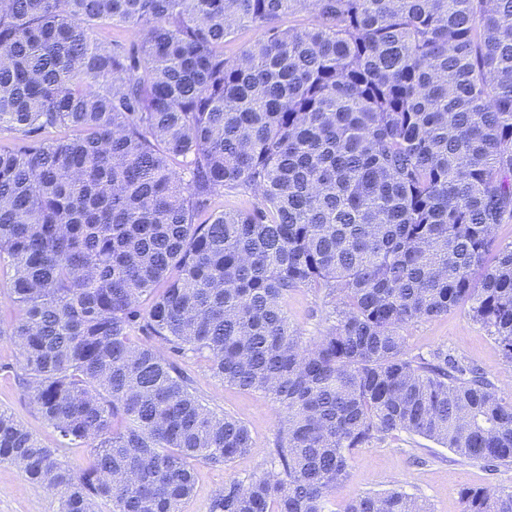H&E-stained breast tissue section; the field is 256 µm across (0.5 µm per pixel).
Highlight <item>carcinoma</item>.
<instances>
[{"mask_svg": "<svg viewBox=\"0 0 512 512\" xmlns=\"http://www.w3.org/2000/svg\"><path fill=\"white\" fill-rule=\"evenodd\" d=\"M8 0L0 9V340L61 459L0 409V463L59 512H182L194 463L253 447L174 361L284 410L269 467L209 512H325L401 432L512 464V402L404 329L468 306L512 364V0ZM310 16L285 27V17ZM114 24L140 40L96 37ZM260 37L228 56L238 28ZM56 132L59 137L47 139ZM226 191L249 208L211 212ZM310 288L334 324L302 342ZM512 512V489L460 492ZM344 512H429L398 490ZM285 310L290 324L300 331L306 343L316 340L333 324V319L324 320L320 300L309 288H299L288 295Z\"/></svg>", "mask_w": 512, "mask_h": 512, "instance_id": "cac0c4a2", "label": "carcinoma"}]
</instances>
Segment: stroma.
<instances>
[{
    "mask_svg": "<svg viewBox=\"0 0 512 512\" xmlns=\"http://www.w3.org/2000/svg\"><path fill=\"white\" fill-rule=\"evenodd\" d=\"M285 309L290 324L300 331L304 342L316 340L328 326L320 300L311 289L292 292ZM405 336L410 354H425L437 348L448 350L452 356L483 370L503 395L512 399V365L505 363L490 333L471 320L467 307L409 326ZM17 356L14 346L0 344V407L12 412L44 445L60 447L58 433L4 369L5 364L15 363ZM179 364L193 377L196 393L203 402L217 413L240 418L253 438L251 451L228 466L196 464V487L185 512H208L213 491L226 480H242L268 466V452L283 413L265 393H246L221 385L212 377L206 362L194 354L180 358ZM483 486L512 487V466L489 467L463 461L433 440L402 432L352 454L347 478L336 487L327 508L329 512H343L356 494L396 488L424 500L431 512H462L460 491ZM0 512H58V502L16 467L1 463Z\"/></svg>",
    "mask_w": 512,
    "mask_h": 512,
    "instance_id": "stroma-1",
    "label": "stroma"
}]
</instances>
